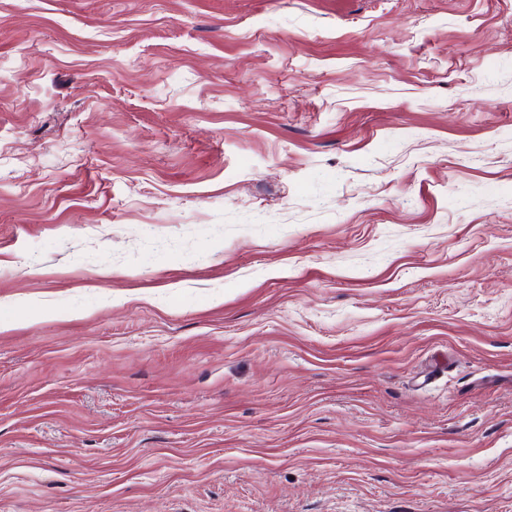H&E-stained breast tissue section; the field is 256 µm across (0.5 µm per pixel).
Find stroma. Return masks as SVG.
Wrapping results in <instances>:
<instances>
[{"instance_id": "obj_1", "label": "stroma", "mask_w": 512, "mask_h": 512, "mask_svg": "<svg viewBox=\"0 0 512 512\" xmlns=\"http://www.w3.org/2000/svg\"><path fill=\"white\" fill-rule=\"evenodd\" d=\"M0 512H512V0H0Z\"/></svg>"}]
</instances>
